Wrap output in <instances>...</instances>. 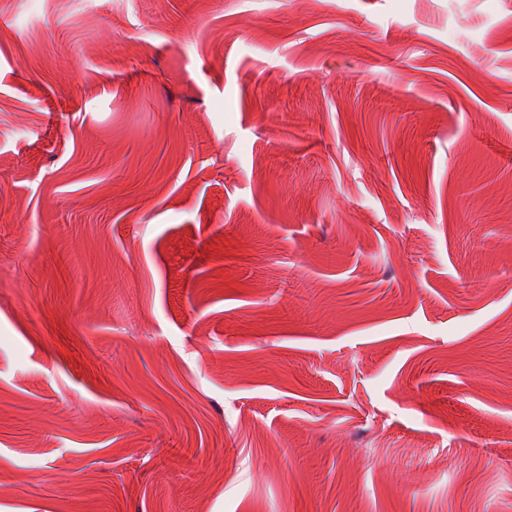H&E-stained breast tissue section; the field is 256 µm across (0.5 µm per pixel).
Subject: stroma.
Returning a JSON list of instances; mask_svg holds the SVG:
<instances>
[{
    "label": "stroma",
    "instance_id": "35a3bbf8",
    "mask_svg": "<svg viewBox=\"0 0 512 512\" xmlns=\"http://www.w3.org/2000/svg\"><path fill=\"white\" fill-rule=\"evenodd\" d=\"M0 512H512V0H0Z\"/></svg>",
    "mask_w": 512,
    "mask_h": 512
}]
</instances>
